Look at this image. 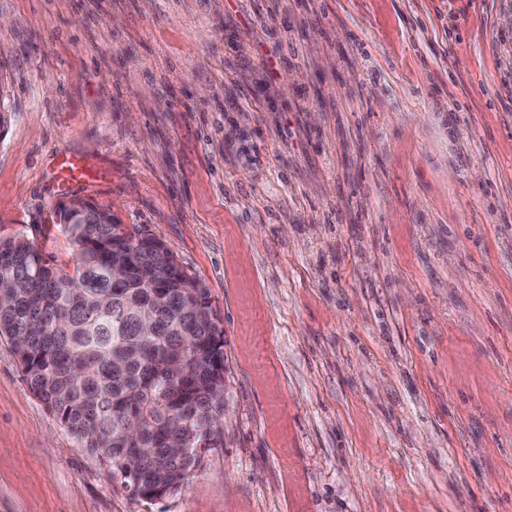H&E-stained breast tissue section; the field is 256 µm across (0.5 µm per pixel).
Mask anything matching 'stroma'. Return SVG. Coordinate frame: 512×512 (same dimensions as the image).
<instances>
[{
	"label": "stroma",
	"instance_id": "stroma-1",
	"mask_svg": "<svg viewBox=\"0 0 512 512\" xmlns=\"http://www.w3.org/2000/svg\"><path fill=\"white\" fill-rule=\"evenodd\" d=\"M0 109V237L147 227L226 385L147 502L0 338V512H512V0H0Z\"/></svg>",
	"mask_w": 512,
	"mask_h": 512
}]
</instances>
